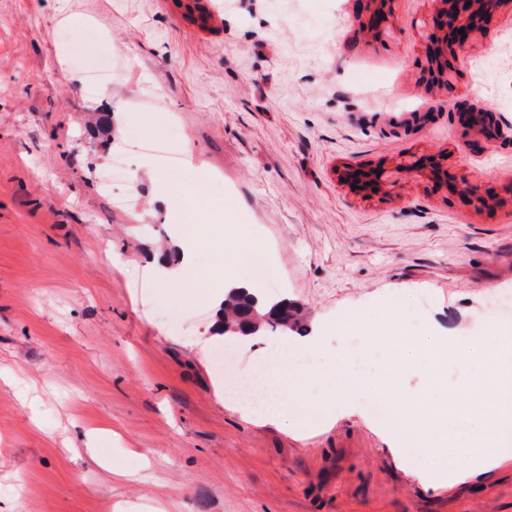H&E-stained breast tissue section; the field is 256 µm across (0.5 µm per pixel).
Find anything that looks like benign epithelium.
<instances>
[{
    "mask_svg": "<svg viewBox=\"0 0 512 512\" xmlns=\"http://www.w3.org/2000/svg\"><path fill=\"white\" fill-rule=\"evenodd\" d=\"M357 17L363 26L380 36L389 27L393 14L394 0H356ZM500 5L499 0H435L433 11L426 17L427 31L431 39L426 41L424 65L421 68L422 78L429 87H448V82L434 80L429 73L441 69L450 75L454 66L451 61L459 60L461 54L470 43L475 31L492 16ZM464 33H459V30ZM424 174L436 185L458 192V177L448 171L438 161L428 164L422 159H412L393 169L381 166L348 164L343 167L342 178L356 185L357 192H387L393 189L405 176Z\"/></svg>",
    "mask_w": 512,
    "mask_h": 512,
    "instance_id": "benign-epithelium-1",
    "label": "benign epithelium"
}]
</instances>
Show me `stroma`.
Here are the masks:
<instances>
[{
    "mask_svg": "<svg viewBox=\"0 0 512 512\" xmlns=\"http://www.w3.org/2000/svg\"><path fill=\"white\" fill-rule=\"evenodd\" d=\"M433 0H395L372 38L355 0H0V512H512V460L457 483L368 410L327 418L334 372L270 422L224 393L217 308L163 285L185 217L155 185L186 165L234 207L215 245L231 274L308 312L325 364L378 369L366 332L490 326L512 294V0L457 65L420 79ZM462 109L499 134L463 129ZM127 182L104 194L114 154ZM438 157L490 208L427 176L358 195L344 164ZM367 328L341 332L344 316ZM467 371L401 374L455 396Z\"/></svg>",
    "mask_w": 512,
    "mask_h": 512,
    "instance_id": "35a3bbf8",
    "label": "stroma"
}]
</instances>
